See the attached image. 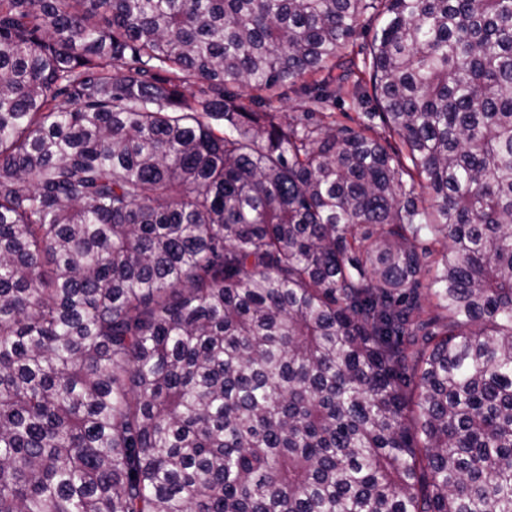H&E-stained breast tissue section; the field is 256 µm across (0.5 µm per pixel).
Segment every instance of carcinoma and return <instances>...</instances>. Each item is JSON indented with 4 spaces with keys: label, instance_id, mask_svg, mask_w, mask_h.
<instances>
[{
    "label": "carcinoma",
    "instance_id": "obj_1",
    "mask_svg": "<svg viewBox=\"0 0 512 512\" xmlns=\"http://www.w3.org/2000/svg\"><path fill=\"white\" fill-rule=\"evenodd\" d=\"M0 512H512V0H0ZM309 78L299 80L295 86L286 84L277 91V101L274 105L284 112H301L310 106L307 96L299 89Z\"/></svg>",
    "mask_w": 512,
    "mask_h": 512
}]
</instances>
